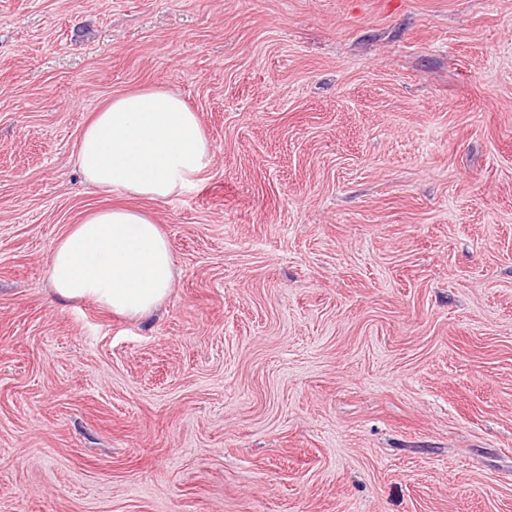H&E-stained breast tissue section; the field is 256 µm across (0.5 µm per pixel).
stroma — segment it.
<instances>
[{
	"mask_svg": "<svg viewBox=\"0 0 512 512\" xmlns=\"http://www.w3.org/2000/svg\"><path fill=\"white\" fill-rule=\"evenodd\" d=\"M151 85L213 161L85 183ZM113 206L140 318L47 275ZM0 512H512V0H0ZM46 267L62 300H92L129 317L155 310L173 282L169 241L140 209L112 207L84 217L50 249Z\"/></svg>",
	"mask_w": 512,
	"mask_h": 512,
	"instance_id": "1",
	"label": "stroma"
}]
</instances>
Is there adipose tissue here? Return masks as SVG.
I'll return each instance as SVG.
<instances>
[{"mask_svg": "<svg viewBox=\"0 0 512 512\" xmlns=\"http://www.w3.org/2000/svg\"><path fill=\"white\" fill-rule=\"evenodd\" d=\"M213 146L197 112L163 87L113 96L84 128L76 163L100 189L161 200L203 170ZM47 273L66 301L90 300L115 313H151L173 282L167 237L140 209L112 207L84 217L49 251Z\"/></svg>", "mask_w": 512, "mask_h": 512, "instance_id": "ef3b65f1", "label": "adipose tissue"}]
</instances>
